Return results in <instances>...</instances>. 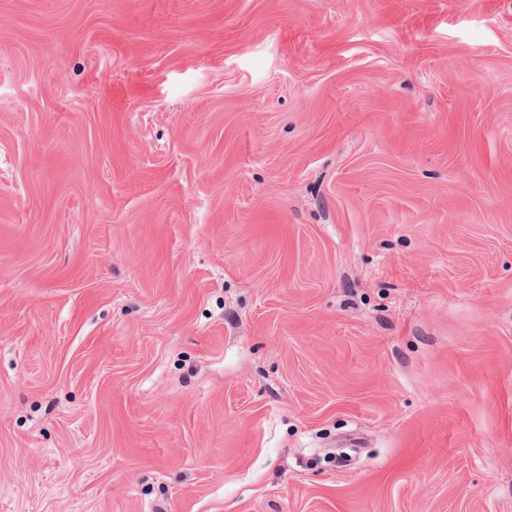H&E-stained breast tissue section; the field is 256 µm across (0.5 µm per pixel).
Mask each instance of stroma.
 I'll return each instance as SVG.
<instances>
[{"label":"stroma","instance_id":"stroma-1","mask_svg":"<svg viewBox=\"0 0 512 512\" xmlns=\"http://www.w3.org/2000/svg\"><path fill=\"white\" fill-rule=\"evenodd\" d=\"M0 512H512V0H0Z\"/></svg>","mask_w":512,"mask_h":512}]
</instances>
